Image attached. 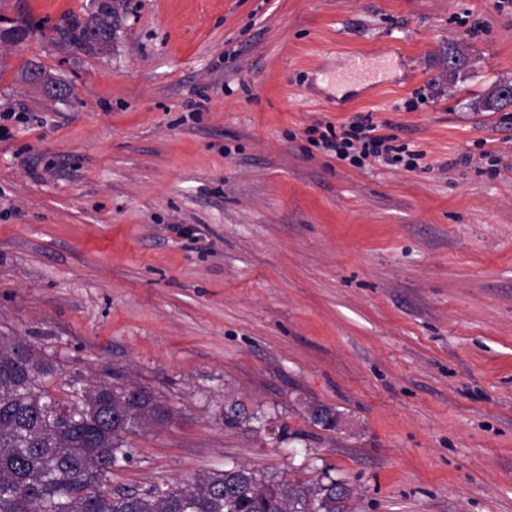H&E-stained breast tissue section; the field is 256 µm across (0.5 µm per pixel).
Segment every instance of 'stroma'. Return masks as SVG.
Masks as SVG:
<instances>
[{
	"mask_svg": "<svg viewBox=\"0 0 512 512\" xmlns=\"http://www.w3.org/2000/svg\"><path fill=\"white\" fill-rule=\"evenodd\" d=\"M88 4L0 0L45 28L0 38V332L169 408L108 489L237 463L512 512V105L477 107L512 0H127L101 50L65 34ZM360 114L423 169L316 146Z\"/></svg>",
	"mask_w": 512,
	"mask_h": 512,
	"instance_id": "1",
	"label": "stroma"
}]
</instances>
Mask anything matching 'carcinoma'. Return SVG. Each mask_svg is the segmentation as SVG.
Segmentation results:
<instances>
[{"label": "carcinoma", "mask_w": 512, "mask_h": 512, "mask_svg": "<svg viewBox=\"0 0 512 512\" xmlns=\"http://www.w3.org/2000/svg\"><path fill=\"white\" fill-rule=\"evenodd\" d=\"M115 13L70 23L67 35L93 49L90 24L112 40ZM54 359L22 340L0 335V512H348L343 479L292 483L244 465L213 471L176 490L155 486L116 494L108 475L130 459L128 434L169 416L150 392L94 382L67 383L57 396L47 383ZM313 424L333 429L337 413L311 412Z\"/></svg>", "instance_id": "obj_1"}]
</instances>
